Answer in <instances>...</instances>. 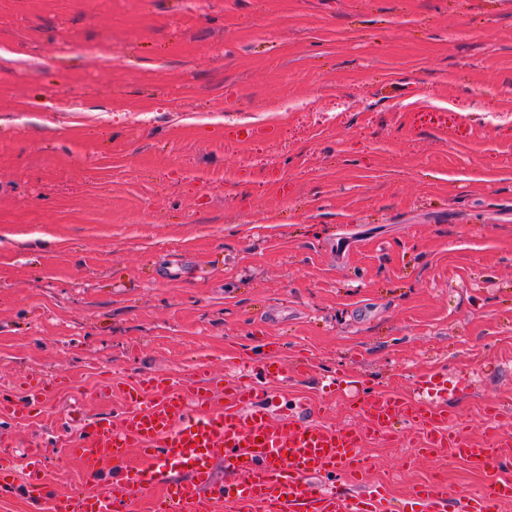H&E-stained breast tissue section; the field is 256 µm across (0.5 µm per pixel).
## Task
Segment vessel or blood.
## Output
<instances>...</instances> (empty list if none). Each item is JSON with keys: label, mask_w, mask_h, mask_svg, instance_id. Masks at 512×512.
Instances as JSON below:
<instances>
[{"label": "vessel or blood", "mask_w": 512, "mask_h": 512, "mask_svg": "<svg viewBox=\"0 0 512 512\" xmlns=\"http://www.w3.org/2000/svg\"><path fill=\"white\" fill-rule=\"evenodd\" d=\"M285 374L266 355L230 379L197 369L178 379L139 375L122 392L119 419L82 420L69 453L84 467V484L54 495L35 464L25 475L28 491L34 500H50L51 512H127L128 496L148 490L156 493L153 512H448L452 504L457 512H496L512 502V433L497 429V403L487 405V446L454 425L446 382L435 376L421 379L413 398L360 395L363 425L331 430L292 412L272 417L261 380ZM48 396L42 379H29L21 401L0 398V416L41 413ZM412 427L421 433L415 455L447 451L449 460L488 471L487 481L461 495L433 479L416 486L400 509L385 489L366 488L365 441L392 440ZM339 474L356 480V489L337 488Z\"/></svg>", "instance_id": "1"}]
</instances>
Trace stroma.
<instances>
[{"label":"stroma","instance_id":"obj_1","mask_svg":"<svg viewBox=\"0 0 512 512\" xmlns=\"http://www.w3.org/2000/svg\"><path fill=\"white\" fill-rule=\"evenodd\" d=\"M274 342L324 427L438 374L465 431L492 401L512 430V0H0V391L53 389L0 420V512L32 457L83 483L104 378ZM418 437L366 441L369 485L482 486ZM49 390L40 378H31L27 381V390L24 398L16 402L4 395L0 398V416H14L19 413H41L46 407Z\"/></svg>","mask_w":512,"mask_h":512}]
</instances>
